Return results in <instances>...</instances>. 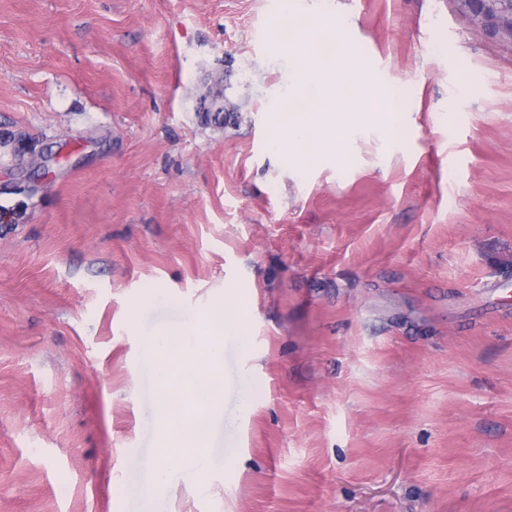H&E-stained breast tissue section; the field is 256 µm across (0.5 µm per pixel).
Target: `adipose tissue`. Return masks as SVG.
<instances>
[{"label":"adipose tissue","mask_w":512,"mask_h":512,"mask_svg":"<svg viewBox=\"0 0 512 512\" xmlns=\"http://www.w3.org/2000/svg\"><path fill=\"white\" fill-rule=\"evenodd\" d=\"M326 36L323 25L312 20L295 31L290 45L297 60V91L288 96L278 115L272 142L287 149L300 165L321 156L342 154L368 114H375L382 123L395 107L393 99L385 98L380 109H373L356 74H347L344 82H337L336 61L352 56L353 49L340 37L335 53H323Z\"/></svg>","instance_id":"1"}]
</instances>
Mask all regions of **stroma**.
I'll return each instance as SVG.
<instances>
[{"label": "stroma", "mask_w": 512, "mask_h": 512, "mask_svg": "<svg viewBox=\"0 0 512 512\" xmlns=\"http://www.w3.org/2000/svg\"><path fill=\"white\" fill-rule=\"evenodd\" d=\"M283 15L0 0V512H139L142 338L228 294L213 465L157 512H512V45L458 0H298L398 93L300 167Z\"/></svg>", "instance_id": "obj_1"}]
</instances>
